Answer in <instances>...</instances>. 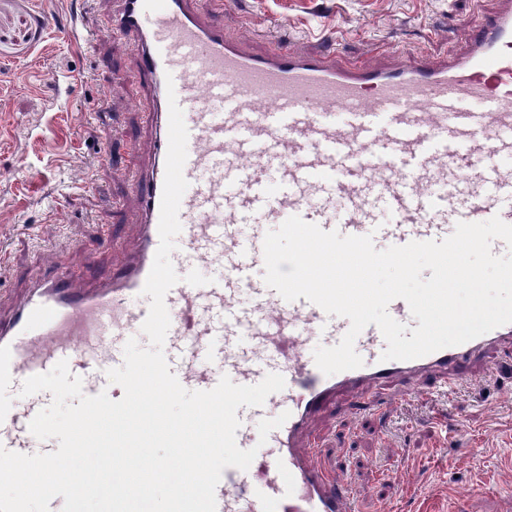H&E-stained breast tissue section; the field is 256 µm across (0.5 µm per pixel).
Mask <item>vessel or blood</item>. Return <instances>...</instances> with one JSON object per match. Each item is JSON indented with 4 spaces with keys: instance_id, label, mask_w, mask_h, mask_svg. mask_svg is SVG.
<instances>
[{
    "instance_id": "vessel-or-blood-1",
    "label": "vessel or blood",
    "mask_w": 512,
    "mask_h": 512,
    "mask_svg": "<svg viewBox=\"0 0 512 512\" xmlns=\"http://www.w3.org/2000/svg\"><path fill=\"white\" fill-rule=\"evenodd\" d=\"M108 33L137 39L138 80L152 96L154 161L134 187L144 214L137 259L113 271L101 289L75 283L72 263L58 264L28 300L0 321V390L20 389L33 375L67 361L85 394L111 390L106 372L122 361L119 342L141 328L150 299L142 293L160 238L168 150L169 97L186 113L188 187L181 199L176 263L215 265L211 283L178 282L165 297L170 316L164 352L172 374L189 390L214 388L222 376L254 385L271 373L285 386L259 407H240L236 443L253 448L255 416L286 420L271 430L267 450L248 470L225 468L216 512H353L344 482L315 465L303 449L310 422L336 405L340 392L359 404L378 402L393 384L437 390L466 380L487 354L512 347V323L464 344L411 360H381L376 325L359 335L361 367L324 375L305 345L319 337L336 345L347 318L319 306L286 301L252 270L263 245L242 224L268 213L297 215L326 231L372 235L396 245L442 241L458 222L499 217L512 224V0L472 33L468 50L442 66L409 60L396 68L338 63L288 46L246 52L226 36L224 17L201 20L195 0H120ZM337 110L343 122L330 119ZM276 168L269 186L265 167ZM444 183L445 194L430 191ZM396 220L379 224V208ZM249 292L252 303L236 298ZM42 391L0 404V446L24 454L57 450L54 439L29 431L50 400Z\"/></svg>"
}]
</instances>
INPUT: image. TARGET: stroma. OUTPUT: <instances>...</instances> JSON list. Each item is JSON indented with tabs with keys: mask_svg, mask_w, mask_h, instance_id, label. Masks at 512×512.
I'll return each instance as SVG.
<instances>
[{
	"mask_svg": "<svg viewBox=\"0 0 512 512\" xmlns=\"http://www.w3.org/2000/svg\"><path fill=\"white\" fill-rule=\"evenodd\" d=\"M224 29L253 53L273 42L336 44L337 59L440 65L468 48V28L499 0H223ZM119 0H0V319L49 258L82 263L94 289L133 260L142 211L137 167L154 159L138 46L122 35L88 48ZM56 22L46 25L45 15ZM80 195L76 208L65 202ZM343 395L310 425L320 466L345 482L354 512H512V347L434 395L395 385L365 411Z\"/></svg>",
	"mask_w": 512,
	"mask_h": 512,
	"instance_id": "1",
	"label": "stroma"
}]
</instances>
